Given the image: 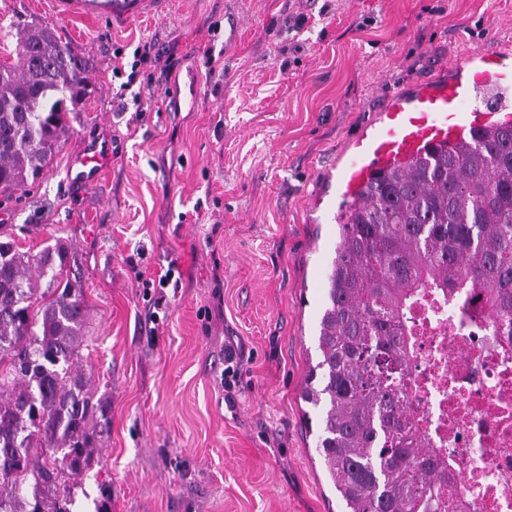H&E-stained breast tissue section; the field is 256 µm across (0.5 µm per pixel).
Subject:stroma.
<instances>
[{"label": "stroma", "instance_id": "stroma-1", "mask_svg": "<svg viewBox=\"0 0 512 512\" xmlns=\"http://www.w3.org/2000/svg\"><path fill=\"white\" fill-rule=\"evenodd\" d=\"M24 24L54 29L90 91L28 193L0 197L21 250L66 246L82 365L110 404L71 512H93L105 486L112 512H337L300 398L337 177L393 92L512 46V0H158L132 19L0 0L1 60ZM150 42L160 60L121 91L113 68ZM95 141L108 171L72 181ZM170 265L178 285L153 326L143 282Z\"/></svg>", "mask_w": 512, "mask_h": 512}]
</instances>
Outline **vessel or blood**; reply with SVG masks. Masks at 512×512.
Returning <instances> with one entry per match:
<instances>
[{
    "mask_svg": "<svg viewBox=\"0 0 512 512\" xmlns=\"http://www.w3.org/2000/svg\"><path fill=\"white\" fill-rule=\"evenodd\" d=\"M61 14L96 9L129 16L131 0H58ZM512 87V54L484 48L465 56L447 74L396 93L379 125L356 144L352 162L339 175L341 195L354 196L376 175L426 150L456 142L465 132L512 124V113L479 106L477 96L487 88Z\"/></svg>",
    "mask_w": 512,
    "mask_h": 512,
    "instance_id": "vessel-or-blood-1",
    "label": "vessel or blood"
}]
</instances>
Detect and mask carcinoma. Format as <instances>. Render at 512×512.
<instances>
[{"instance_id":"obj_1","label":"carcinoma","mask_w":512,"mask_h":512,"mask_svg":"<svg viewBox=\"0 0 512 512\" xmlns=\"http://www.w3.org/2000/svg\"><path fill=\"white\" fill-rule=\"evenodd\" d=\"M0 61V195L49 165L88 94L83 64L31 25ZM60 243L22 251L0 225V512H70L108 400L79 362L87 308ZM466 288L471 317L512 339V126L471 132L396 164L345 203L319 322L321 358L301 399L342 512H471L446 492L448 459L409 396L407 316L427 293Z\"/></svg>"}]
</instances>
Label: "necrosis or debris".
I'll return each instance as SVG.
<instances>
[{
  "instance_id": "obj_1",
  "label": "necrosis or debris",
  "mask_w": 512,
  "mask_h": 512,
  "mask_svg": "<svg viewBox=\"0 0 512 512\" xmlns=\"http://www.w3.org/2000/svg\"><path fill=\"white\" fill-rule=\"evenodd\" d=\"M461 294L411 311L420 428L474 512H512V347L476 325Z\"/></svg>"
}]
</instances>
